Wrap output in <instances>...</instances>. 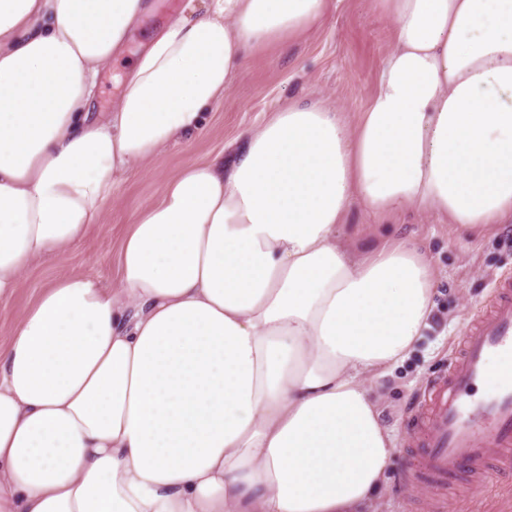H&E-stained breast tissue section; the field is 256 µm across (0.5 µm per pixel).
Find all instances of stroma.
<instances>
[{
  "mask_svg": "<svg viewBox=\"0 0 512 512\" xmlns=\"http://www.w3.org/2000/svg\"><path fill=\"white\" fill-rule=\"evenodd\" d=\"M391 37L389 23L375 11L372 0H348L345 9L328 15L311 32L263 51L257 62L235 78L223 100L206 113L200 136L169 147L149 169L128 172L118 202L104 205L99 223L87 238L66 254L47 258L31 269L10 301L8 313L0 315V348L7 345L14 315L58 277L77 272L103 288L115 284L122 232L140 207L158 198L163 178L185 162L229 149L242 130L291 100L326 97L342 107L348 118H355L369 100ZM357 229L368 243L389 232L426 247L437 271L428 327L409 356L378 382L382 420L397 430V452L375 501L376 512H436L439 503L443 512H512V503L493 497L495 491L512 486V466L489 471L477 481L462 475L438 490L412 479L404 450L425 386L447 368L468 317L489 292L490 281L512 269V226L494 224L481 235L461 238L451 224L433 216L408 212L379 225L354 205L346 214L344 230Z\"/></svg>",
  "mask_w": 512,
  "mask_h": 512,
  "instance_id": "1",
  "label": "stroma"
}]
</instances>
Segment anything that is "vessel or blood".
Segmentation results:
<instances>
[{"label": "vessel or blood", "mask_w": 512, "mask_h": 512, "mask_svg": "<svg viewBox=\"0 0 512 512\" xmlns=\"http://www.w3.org/2000/svg\"><path fill=\"white\" fill-rule=\"evenodd\" d=\"M406 442L414 476H482L512 460V272L469 318L457 354L425 388Z\"/></svg>", "instance_id": "obj_1"}]
</instances>
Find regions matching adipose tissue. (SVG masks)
Here are the masks:
<instances>
[{"mask_svg": "<svg viewBox=\"0 0 512 512\" xmlns=\"http://www.w3.org/2000/svg\"><path fill=\"white\" fill-rule=\"evenodd\" d=\"M345 0H202L100 72L148 0H0V313L98 223L128 171L202 130L258 51ZM391 45L365 109L291 101L231 158L164 178L118 280L42 288L0 350V512H372L394 431L374 386L414 347L436 269L343 234L512 218V0H375ZM126 58H122L115 65H111L103 70L96 81L94 89V104L96 110L108 112L119 96V86L123 80V74L113 71L124 67Z\"/></svg>", "mask_w": 512, "mask_h": 512, "instance_id": "ef3b65f1", "label": "adipose tissue"}]
</instances>
